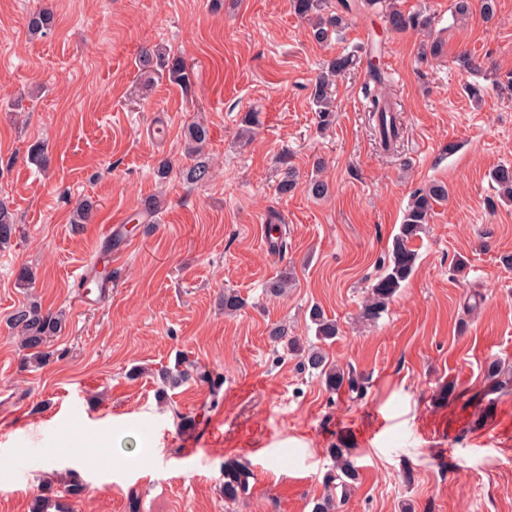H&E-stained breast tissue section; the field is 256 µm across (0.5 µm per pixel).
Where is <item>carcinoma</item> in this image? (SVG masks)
I'll use <instances>...</instances> for the list:
<instances>
[{
  "mask_svg": "<svg viewBox=\"0 0 512 512\" xmlns=\"http://www.w3.org/2000/svg\"><path fill=\"white\" fill-rule=\"evenodd\" d=\"M326 0H292L294 13L301 19H313L312 36L319 43L331 41L332 35L338 34L344 23V15L362 10L377 0H339L341 13L324 18ZM386 28L392 33H400L409 28H425L430 25L428 17L410 14L400 9L396 3L389 4L384 12ZM54 25L51 13L44 10L34 11L29 15L27 29L32 36H44ZM354 59L350 54H341L333 58L325 71L316 78L312 89V101L318 123L328 127L335 120L332 100L333 78L341 77L350 71ZM139 65L143 73L166 71L170 79L184 83L188 72L180 57L169 55L160 49H144L139 56ZM365 111L371 122L379 145L390 150L399 138V127L393 116L394 107L391 99L382 94L367 95ZM209 130L200 123L191 124L185 133L187 150L195 158V163L182 173L183 181L194 185L209 177V164L204 160V147L208 141ZM493 181L502 189L504 197L512 199V166H499L493 170ZM448 198V186L441 181H432L425 188L416 191L408 204L399 232L394 235L392 247L382 275L372 286L369 296L362 308L361 317L370 322L377 321L387 309L402 283L410 279L416 269L418 253L411 243L423 232L425 224L433 211V204ZM17 215L6 203L0 201V249L8 247L16 234ZM312 320L316 325V338L326 342L336 338V323L327 319L322 310L312 311ZM11 323L17 330L22 346L30 351L28 363L44 365L50 357L46 351L51 338L61 328L60 313L42 310L33 302L18 308L12 315ZM304 363L311 370L323 377L326 386L339 390L344 386L351 389L358 385L353 372L338 367L330 361L320 348L309 346L304 354ZM329 453L335 462V473L327 477V482H339L347 486L355 481L358 469L355 460L345 448L334 447ZM224 476V498L236 501L246 489L247 471L236 459H227L222 466ZM54 479L45 485V492L36 495L31 503L30 512H72L69 501L81 498L86 486L72 478L71 473H53Z\"/></svg>",
  "mask_w": 512,
  "mask_h": 512,
  "instance_id": "1",
  "label": "carcinoma"
}]
</instances>
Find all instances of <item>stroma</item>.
Listing matches in <instances>:
<instances>
[{"instance_id":"stroma-1","label":"stroma","mask_w":512,"mask_h":512,"mask_svg":"<svg viewBox=\"0 0 512 512\" xmlns=\"http://www.w3.org/2000/svg\"><path fill=\"white\" fill-rule=\"evenodd\" d=\"M398 5L431 16L440 56H423L420 30L389 33L379 5L321 45L291 0H0V199L18 215L0 249V460L15 473L0 481V512H30L45 476L65 469L89 487L76 512H311L342 441L359 468L342 512H512V203L489 177L512 165V0L490 22L476 10L454 20L450 0ZM40 8L55 25L33 38ZM157 46L181 56L189 85L144 79L136 59ZM344 51L356 64L323 129L313 83ZM370 61L392 78L402 138L391 153L365 112ZM248 112L260 124L245 142ZM197 120L210 176L190 186L184 131ZM37 142L44 170L27 160ZM287 164L299 181L283 196ZM317 173L323 199L307 192ZM434 180L448 198L413 242L416 270L365 324L411 195ZM150 196L158 212L115 229L113 215ZM79 199L94 209L77 226ZM97 264L111 277L88 303L76 276ZM288 269L287 291L272 294ZM228 288L246 301L233 315ZM33 299L65 313L41 367L24 363L10 322ZM316 305L339 327L325 352L362 391L329 390L289 350L315 343ZM276 326L288 341H270ZM179 362L223 377L218 406L192 381L163 391L158 371ZM493 363L510 375L498 387ZM51 445L58 455H42ZM230 458L250 470L234 503Z\"/></svg>"}]
</instances>
